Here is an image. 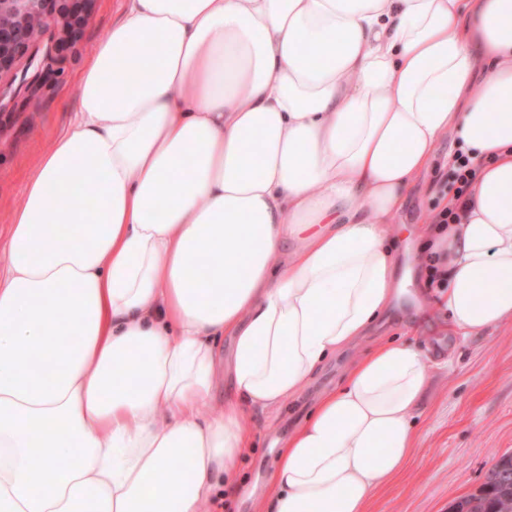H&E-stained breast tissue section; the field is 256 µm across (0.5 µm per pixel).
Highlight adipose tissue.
Masks as SVG:
<instances>
[{
  "label": "adipose tissue",
  "instance_id": "1",
  "mask_svg": "<svg viewBox=\"0 0 512 512\" xmlns=\"http://www.w3.org/2000/svg\"><path fill=\"white\" fill-rule=\"evenodd\" d=\"M121 2L0 243V512H210L247 411L397 297L391 224L445 135L480 169L428 233L440 303L464 337L512 321V0ZM427 381L375 348L259 512H365Z\"/></svg>",
  "mask_w": 512,
  "mask_h": 512
}]
</instances>
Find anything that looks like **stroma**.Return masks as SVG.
I'll return each mask as SVG.
<instances>
[{
  "label": "stroma",
  "instance_id": "stroma-1",
  "mask_svg": "<svg viewBox=\"0 0 512 512\" xmlns=\"http://www.w3.org/2000/svg\"><path fill=\"white\" fill-rule=\"evenodd\" d=\"M120 11L119 0H96L78 43L59 55L54 79L35 97L17 98L0 114V238L38 154L69 120L77 77ZM443 139L431 168L414 182L395 226L396 274L404 290L366 336L328 356L308 385L276 411H252L247 430L252 448L241 470L248 486L265 489L282 440L302 424L320 395L340 386L350 367L377 346L409 342L424 354L428 384L413 416L414 453L366 504V512H450L460 497L476 491L495 460L512 453V323L471 337L456 334L448 312L423 290L418 262L420 235L448 178L457 151Z\"/></svg>",
  "mask_w": 512,
  "mask_h": 512
}]
</instances>
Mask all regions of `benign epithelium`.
I'll return each instance as SVG.
<instances>
[{
    "mask_svg": "<svg viewBox=\"0 0 512 512\" xmlns=\"http://www.w3.org/2000/svg\"><path fill=\"white\" fill-rule=\"evenodd\" d=\"M94 0H0V79L12 73L18 62L47 33L56 44H73L80 38L85 15Z\"/></svg>",
    "mask_w": 512,
    "mask_h": 512,
    "instance_id": "7a95c632",
    "label": "benign epithelium"
}]
</instances>
